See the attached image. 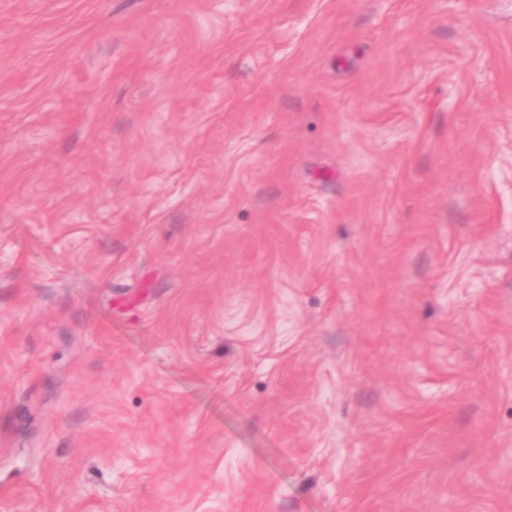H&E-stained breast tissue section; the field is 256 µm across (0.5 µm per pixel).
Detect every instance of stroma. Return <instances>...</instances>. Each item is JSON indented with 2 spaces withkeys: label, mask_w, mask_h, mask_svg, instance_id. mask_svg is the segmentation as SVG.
Listing matches in <instances>:
<instances>
[{
  "label": "stroma",
  "mask_w": 512,
  "mask_h": 512,
  "mask_svg": "<svg viewBox=\"0 0 512 512\" xmlns=\"http://www.w3.org/2000/svg\"><path fill=\"white\" fill-rule=\"evenodd\" d=\"M0 512H512V0H0Z\"/></svg>",
  "instance_id": "35a3bbf8"
}]
</instances>
